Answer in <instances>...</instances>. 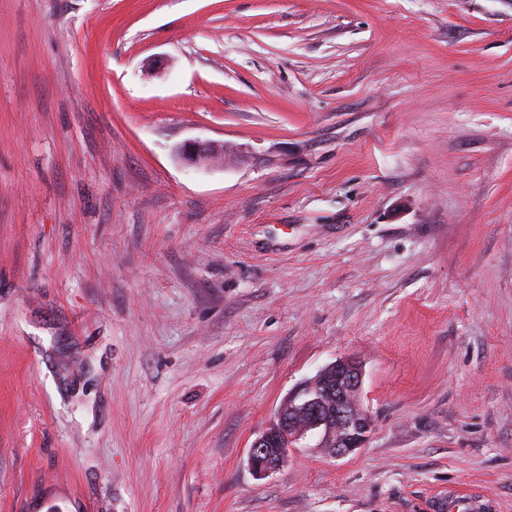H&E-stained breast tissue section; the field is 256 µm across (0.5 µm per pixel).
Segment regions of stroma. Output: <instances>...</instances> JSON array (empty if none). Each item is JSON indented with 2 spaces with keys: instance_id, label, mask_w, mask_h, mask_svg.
Here are the masks:
<instances>
[{
  "instance_id": "obj_1",
  "label": "stroma",
  "mask_w": 512,
  "mask_h": 512,
  "mask_svg": "<svg viewBox=\"0 0 512 512\" xmlns=\"http://www.w3.org/2000/svg\"><path fill=\"white\" fill-rule=\"evenodd\" d=\"M346 357L365 446L256 477ZM459 489L512 512V0H0V512ZM181 158L194 165L210 164L223 157L224 145L214 142H202L198 140L186 141L178 149Z\"/></svg>"
}]
</instances>
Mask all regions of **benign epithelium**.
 I'll return each instance as SVG.
<instances>
[{
    "label": "benign epithelium",
    "mask_w": 512,
    "mask_h": 512,
    "mask_svg": "<svg viewBox=\"0 0 512 512\" xmlns=\"http://www.w3.org/2000/svg\"><path fill=\"white\" fill-rule=\"evenodd\" d=\"M178 154L190 164H209L223 157L224 146L191 140L178 147ZM362 383L360 363L344 358L324 367L291 392L270 427L250 448L248 463L252 472L265 477L278 470L293 443L310 432L321 433L319 447L333 457H344L363 447L373 419L361 404Z\"/></svg>",
    "instance_id": "benign-epithelium-1"
}]
</instances>
